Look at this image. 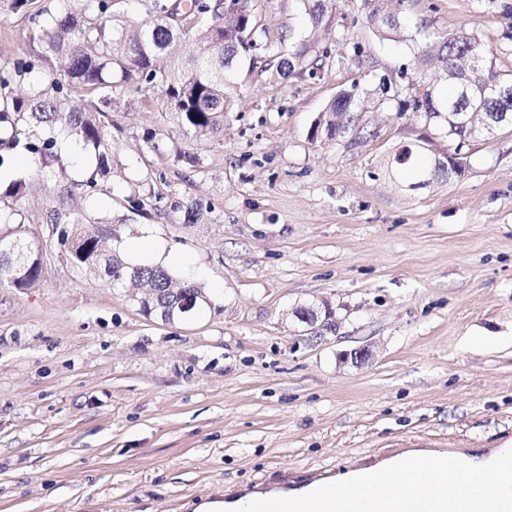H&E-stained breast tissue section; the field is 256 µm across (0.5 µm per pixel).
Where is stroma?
<instances>
[{
    "mask_svg": "<svg viewBox=\"0 0 512 512\" xmlns=\"http://www.w3.org/2000/svg\"><path fill=\"white\" fill-rule=\"evenodd\" d=\"M285 50L309 34L300 0H252ZM383 37L362 0H336L317 76L244 65L235 106L194 148L200 164L148 150L174 123L160 96H117L114 170L92 196L64 185L95 169L82 143L43 177L34 158L19 208L45 245L27 291L0 286V512H195L250 490L288 488L411 449L473 452L512 441V126L464 146L415 108L429 38L465 33L512 71V0H409ZM425 32H418L417 22ZM25 16L0 18V64L32 54ZM345 131L311 141L343 92ZM461 152L465 172L415 187L386 172L404 146ZM146 212L127 211L130 180ZM208 204L183 224L173 198ZM108 219L113 245L151 238L181 257L171 274L214 289L187 322L145 318L77 268L48 217ZM330 301L315 339L283 314ZM367 345L361 365L342 356Z\"/></svg>",
    "mask_w": 512,
    "mask_h": 512,
    "instance_id": "35a3bbf8",
    "label": "stroma"
}]
</instances>
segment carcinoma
<instances>
[{
  "mask_svg": "<svg viewBox=\"0 0 512 512\" xmlns=\"http://www.w3.org/2000/svg\"><path fill=\"white\" fill-rule=\"evenodd\" d=\"M51 13L41 0H0V17L25 16L31 25L30 39L38 44L34 60L0 65V170L18 154L38 158L41 172L54 176L61 166L59 148L68 140L79 141L94 153L96 174L106 177L112 170V144L102 117L112 110L117 94L150 97L160 93L166 111L184 137H205L224 124L233 111V77L244 61L275 62V73L286 78L295 70L315 76L322 70L317 41L302 44L286 53L268 42L254 24L250 0H242L238 23L224 19L222 0H149L145 23H131L112 16V0H58ZM312 32L333 26L335 0H301ZM390 0H364L369 20L382 32H398L399 12ZM193 40L203 47L200 55L184 58L181 46ZM482 53L478 41L467 34L433 41L420 56L421 64L437 70L440 77L428 84L418 108L438 118L443 112H473L474 125L482 127L490 112L506 106L493 100L473 104L461 96L460 80L472 75L474 54ZM39 70L51 76L39 78L24 96L10 91L14 76ZM351 112L346 100L328 104L315 119L311 139L336 138V113ZM145 142L154 153L170 152L191 166L199 163L197 153L184 142L150 135ZM413 173L435 174L446 179L445 165L428 158ZM142 185L124 198V207L133 214L145 211ZM25 192V181L14 178L0 182V285L17 290L36 287L41 281L45 247L25 223L16 221V204ZM183 224H196L204 214L196 199H178L170 204ZM58 242L69 259L89 274L105 276L112 288H141L144 301H131L137 311L150 319L164 316L179 322L195 312L214 307L208 289L186 279H177L156 264L132 263L106 245L107 234L99 223L87 224L79 215H53ZM190 295L193 307L182 311Z\"/></svg>",
  "mask_w": 512,
  "mask_h": 512,
  "instance_id": "carcinoma-1",
  "label": "carcinoma"
}]
</instances>
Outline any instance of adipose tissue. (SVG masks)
I'll return each mask as SVG.
<instances>
[{"label": "adipose tissue", "instance_id": "1", "mask_svg": "<svg viewBox=\"0 0 512 512\" xmlns=\"http://www.w3.org/2000/svg\"><path fill=\"white\" fill-rule=\"evenodd\" d=\"M509 452H512V446L507 444L485 455L415 450L402 460L386 459L368 468L348 470L319 482L288 489L287 496L299 502L328 497L345 512H372V503L363 493L365 483L374 476L394 473L410 462L415 464L422 482H429L436 473L452 467L470 476L476 491L489 488L493 493L512 497V476L499 466L500 457Z\"/></svg>", "mask_w": 512, "mask_h": 512}]
</instances>
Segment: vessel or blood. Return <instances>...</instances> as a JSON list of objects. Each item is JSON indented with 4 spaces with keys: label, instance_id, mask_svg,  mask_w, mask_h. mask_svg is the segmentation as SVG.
<instances>
[{
    "label": "vessel or blood",
    "instance_id": "1",
    "mask_svg": "<svg viewBox=\"0 0 512 512\" xmlns=\"http://www.w3.org/2000/svg\"><path fill=\"white\" fill-rule=\"evenodd\" d=\"M415 478V471L406 469L374 479L365 493L374 501L375 512H399L400 505L387 488L393 484L413 483ZM450 482L458 488V499L449 500L441 495L442 486ZM414 512H512V501L494 498L489 493L474 492L464 475L447 471L434 479L430 489L418 490Z\"/></svg>",
    "mask_w": 512,
    "mask_h": 512
}]
</instances>
